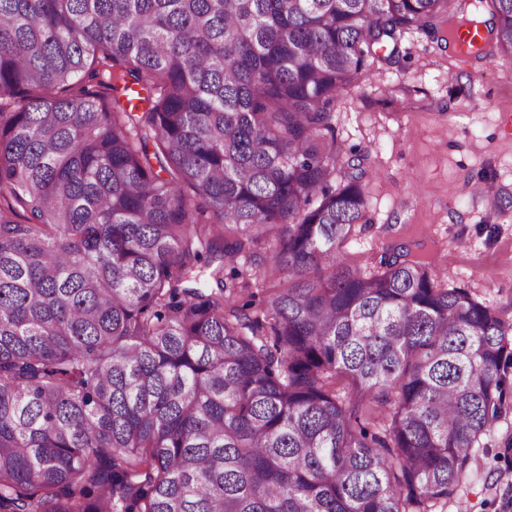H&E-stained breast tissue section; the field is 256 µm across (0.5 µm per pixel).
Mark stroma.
<instances>
[{
    "instance_id": "stroma-1",
    "label": "stroma",
    "mask_w": 512,
    "mask_h": 512,
    "mask_svg": "<svg viewBox=\"0 0 512 512\" xmlns=\"http://www.w3.org/2000/svg\"><path fill=\"white\" fill-rule=\"evenodd\" d=\"M512 58L475 60L417 32L400 55L375 64L336 100V135L367 155L369 224L340 250L373 268L402 248L442 266L512 323ZM454 495L433 512H512V367L502 413L480 436Z\"/></svg>"
}]
</instances>
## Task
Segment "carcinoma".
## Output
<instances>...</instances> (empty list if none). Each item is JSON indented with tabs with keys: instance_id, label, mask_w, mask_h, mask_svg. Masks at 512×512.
<instances>
[{
	"instance_id": "carcinoma-1",
	"label": "carcinoma",
	"mask_w": 512,
	"mask_h": 512,
	"mask_svg": "<svg viewBox=\"0 0 512 512\" xmlns=\"http://www.w3.org/2000/svg\"><path fill=\"white\" fill-rule=\"evenodd\" d=\"M464 30L512 56V0H0V512L453 493L512 328L426 256L342 265L368 165L334 120L403 34Z\"/></svg>"
}]
</instances>
